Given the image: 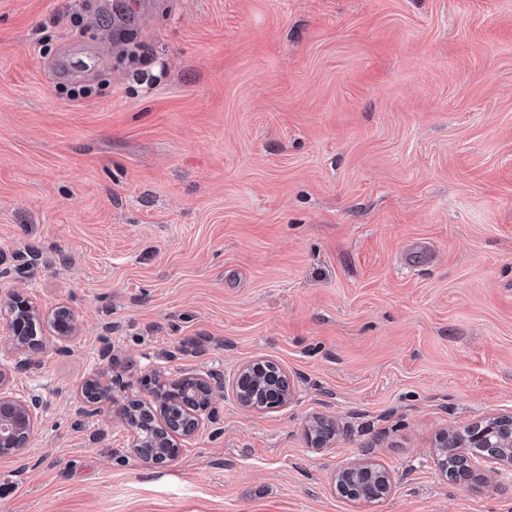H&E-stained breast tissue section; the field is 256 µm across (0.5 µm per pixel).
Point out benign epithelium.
<instances>
[{"label":"benign epithelium","mask_w":512,"mask_h":512,"mask_svg":"<svg viewBox=\"0 0 512 512\" xmlns=\"http://www.w3.org/2000/svg\"><path fill=\"white\" fill-rule=\"evenodd\" d=\"M8 325L19 349L26 351L24 337L37 328L41 311L28 299L16 294L8 303ZM55 335L65 337L73 331V312L58 307L51 313ZM266 361L245 364L233 373L230 384L237 403L250 411H265L290 403L295 396L294 383L287 372L280 368L261 374ZM188 380L195 384L180 396L182 414L173 421L163 413L162 403L148 406L143 424L164 440L160 448L144 447L143 432L131 426L129 450L141 464L150 468H164L180 454L181 441L195 436L204 420L205 412L215 400V388L223 383L218 372L185 373L172 380L153 379L148 393L155 387L171 382ZM5 374L0 370V408L11 411V417L0 421V455L15 456L27 447L41 414V401L36 395L20 397L4 384ZM317 444L323 445L336 435V421L322 419L313 426ZM456 448L454 480L459 483L479 480L490 483L504 470L512 471V416H491L476 421L462 430L450 427L436 438L433 463L442 474H448V449ZM465 448L482 449L481 456L487 465L481 470L474 467L473 457L463 452ZM379 478L381 498H388L393 491V478L384 467L369 461L351 464L336 476V487L361 489L373 478Z\"/></svg>","instance_id":"benign-epithelium-1"}]
</instances>
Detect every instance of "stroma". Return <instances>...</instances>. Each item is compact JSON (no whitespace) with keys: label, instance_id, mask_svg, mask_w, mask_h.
<instances>
[{"label":"stroma","instance_id":"1","mask_svg":"<svg viewBox=\"0 0 512 512\" xmlns=\"http://www.w3.org/2000/svg\"><path fill=\"white\" fill-rule=\"evenodd\" d=\"M80 46L105 55L72 76ZM15 293L74 331L43 325L23 367L0 321V369L44 403L0 512H512V473L432 462L441 430L512 415V0H0ZM257 360L288 406L226 390L174 465L130 455L145 375ZM112 363L94 411L81 386ZM362 458L387 500L338 492ZM373 477L379 478L381 493L379 500L388 498L393 491L392 475L384 467L369 461H360L340 470L336 476V487L343 489L346 486L349 490L362 489L372 482Z\"/></svg>","mask_w":512,"mask_h":512}]
</instances>
